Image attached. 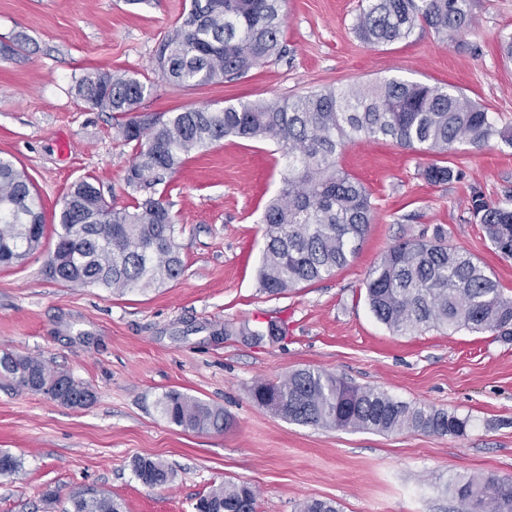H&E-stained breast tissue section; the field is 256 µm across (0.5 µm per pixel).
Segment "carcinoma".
Wrapping results in <instances>:
<instances>
[{"mask_svg":"<svg viewBox=\"0 0 512 512\" xmlns=\"http://www.w3.org/2000/svg\"><path fill=\"white\" fill-rule=\"evenodd\" d=\"M281 7L282 0H190L156 50L155 72L183 87L246 75L282 55ZM417 26L452 43L472 28L469 0H365L355 31L363 42L378 45L406 40ZM148 92L149 85L120 71L97 70L76 82L79 98L112 113L119 137L135 150L126 176L129 186L164 183L189 154L227 136L270 141L288 155V173L262 220L259 281L270 295L332 275L359 250L375 207L363 183L338 165L348 143L389 138L403 148L438 156L448 155L457 143L483 149L499 139L512 146V129L497 126L484 107L462 92L404 79L167 113L141 110ZM423 175L441 184L460 178L461 171L431 164ZM469 210L491 246L512 258V191L494 202L474 188ZM54 229L56 243L46 268L64 283L123 294L161 287L184 271L179 229L161 194L130 209L117 208L83 178L66 193ZM44 231L41 198L29 176L0 157V266L37 252ZM365 290L375 317L400 335L423 326L512 335V297L504 296L472 254L440 238L412 237L391 246L368 272ZM238 332L281 339L287 328L270 321L263 329L244 325ZM0 376L36 393L60 382L66 386L62 403L74 408L95 399L90 386L35 357L1 355ZM250 395L301 425L439 436H460L467 426V420L452 413L396 401L318 369L297 370L280 382H258ZM157 406L164 419L185 430L222 432L230 425L224 408L176 389L162 393ZM133 470L153 487L174 478L168 466L151 458L135 459ZM455 492L467 512H512V478L470 477L458 482ZM198 502L206 512H257V493L245 483L226 482ZM71 503L73 512H121V504L105 493L74 496ZM300 512L339 508L332 501L309 499Z\"/></svg>","mask_w":512,"mask_h":512,"instance_id":"obj_1","label":"carcinoma"}]
</instances>
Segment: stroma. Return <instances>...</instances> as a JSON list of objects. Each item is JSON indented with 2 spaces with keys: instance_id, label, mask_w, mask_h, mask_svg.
I'll return each mask as SVG.
<instances>
[{
  "instance_id": "1",
  "label": "stroma",
  "mask_w": 512,
  "mask_h": 512,
  "mask_svg": "<svg viewBox=\"0 0 512 512\" xmlns=\"http://www.w3.org/2000/svg\"><path fill=\"white\" fill-rule=\"evenodd\" d=\"M189 0H0V155L29 175L46 217L71 184L94 177L116 206L143 193L125 181L133 152L111 113L90 108L74 86L87 72L122 70L149 78L148 112L213 109L241 101L294 97L327 87L403 78L452 85L512 128V61L499 42L512 35V0H470L475 24L463 41L442 43L416 27L403 41L367 45L354 25L358 0H285L284 52L243 77L183 88L155 79V50ZM431 154L385 139L350 144L341 167L361 181L376 207L358 254L323 280L280 295L265 293L258 271L262 217L278 195L286 159L266 141L224 138L189 155L162 191L180 227L183 275L124 295L53 279L43 249L0 266V354L36 357L90 385L85 408L58 404L0 378V450L19 457L0 476V512H60L72 496L104 492L123 512H193L225 481L258 492V512H299L307 499L340 512H461L463 478L512 477V336L424 328L399 335L376 319L363 282L396 242L433 239L477 257L505 296L512 258L497 253L468 210L471 187L490 200L512 189V146L449 152L459 180L423 176ZM283 321L288 335L255 341L225 325ZM313 368L411 405L467 419L463 435L378 433L299 425L250 397L259 381ZM176 389L221 406L224 432H192L156 409ZM163 461L172 483L151 488L136 457Z\"/></svg>"
}]
</instances>
